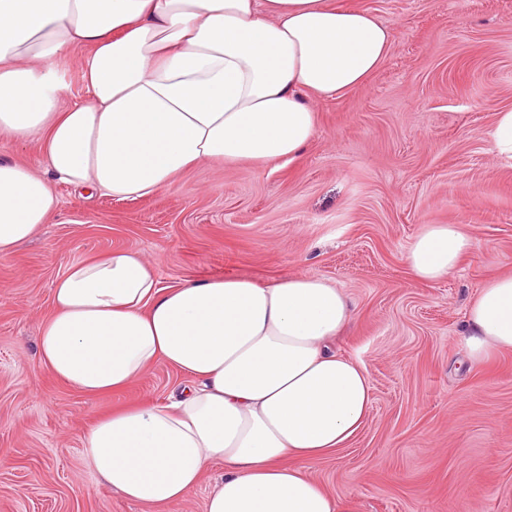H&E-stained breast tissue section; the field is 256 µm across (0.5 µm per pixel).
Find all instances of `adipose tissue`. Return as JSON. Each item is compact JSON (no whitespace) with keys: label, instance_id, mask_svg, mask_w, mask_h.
<instances>
[{"label":"adipose tissue","instance_id":"obj_1","mask_svg":"<svg viewBox=\"0 0 512 512\" xmlns=\"http://www.w3.org/2000/svg\"><path fill=\"white\" fill-rule=\"evenodd\" d=\"M393 40L337 0H0V133L40 139L52 180L142 197L205 162L293 160L317 133L318 104L363 86ZM82 44L88 97L68 103L60 63ZM50 182L0 159V258L56 210ZM472 248L464 225L428 224L406 263L434 283ZM52 301L39 358L86 396L121 392L159 361L191 380L96 419L81 438L91 475L157 512L217 464L205 512H346L301 469L349 443L371 404L366 369L330 346L352 312L334 284L166 288L115 249L71 265ZM462 340L473 366L512 351V274L470 301Z\"/></svg>","mask_w":512,"mask_h":512}]
</instances>
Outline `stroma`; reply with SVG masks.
Returning a JSON list of instances; mask_svg holds the SVG:
<instances>
[{
	"label": "stroma",
	"mask_w": 512,
	"mask_h": 512,
	"mask_svg": "<svg viewBox=\"0 0 512 512\" xmlns=\"http://www.w3.org/2000/svg\"><path fill=\"white\" fill-rule=\"evenodd\" d=\"M340 2L391 25L393 46L365 86L320 104L295 159L203 164L127 199L54 182L59 208L0 259V512H147L85 471L81 436L184 377L159 362L90 398L38 357L57 279L118 248L166 287L308 275L342 288L352 321L333 348L366 369L372 404L304 473L350 512H512V353L468 367L460 344L469 301L512 273V161L485 139L512 108V0ZM426 224L465 225L474 241L433 284L405 261Z\"/></svg>",
	"instance_id": "stroma-1"
}]
</instances>
